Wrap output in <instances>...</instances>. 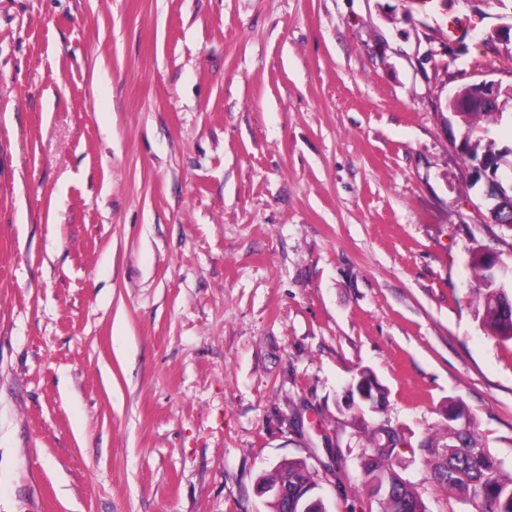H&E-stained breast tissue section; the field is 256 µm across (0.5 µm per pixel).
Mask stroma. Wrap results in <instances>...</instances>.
I'll list each match as a JSON object with an SVG mask.
<instances>
[{"label":"stroma","mask_w":512,"mask_h":512,"mask_svg":"<svg viewBox=\"0 0 512 512\" xmlns=\"http://www.w3.org/2000/svg\"><path fill=\"white\" fill-rule=\"evenodd\" d=\"M512 84V0H0V512H271L306 461L378 512L364 427L427 512L461 404L512 474V265L448 101ZM384 390L360 413V370ZM494 256V263L492 257ZM473 249L472 265L477 281L476 290L483 304V327L493 336L512 340V282L491 272L492 263L503 268L496 252ZM259 482L261 484L259 485L258 489L259 494H267L282 500L285 508L284 512H288V491L294 489L299 484L307 485L311 494H313L315 497H321V495L317 492L318 483L314 479L308 464L303 460H288L282 462L274 469L273 473L262 476ZM262 485H274L278 487L270 488L268 486ZM279 486L288 487V491L279 488ZM274 497H270L272 512L283 511L282 503L279 500H275Z\"/></svg>","instance_id":"stroma-1"}]
</instances>
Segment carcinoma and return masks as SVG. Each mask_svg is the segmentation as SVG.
Returning <instances> with one entry per match:
<instances>
[{"mask_svg":"<svg viewBox=\"0 0 512 512\" xmlns=\"http://www.w3.org/2000/svg\"><path fill=\"white\" fill-rule=\"evenodd\" d=\"M477 119L494 121L496 117L492 111L465 113L467 130L461 152L473 162L483 156L496 163L512 154V148L496 151L488 147L479 151L480 142L472 141ZM472 265L476 290L483 304V327L493 336L512 340V282L491 272L492 257L483 248L472 251ZM462 417V412L449 410L446 442L430 440L423 446L422 451L435 458L430 468L431 479L470 505L472 512H512V476L504 477L501 462L483 446L469 425H455ZM382 432L386 442L367 448L364 464L367 497L378 504L379 512H427L419 491L394 469L393 461L403 440L392 428H384ZM260 484L290 490L304 484L311 494L319 496L318 483L304 460L279 464L272 473L260 478Z\"/></svg>","mask_w":512,"mask_h":512,"instance_id":"1","label":"carcinoma"}]
</instances>
